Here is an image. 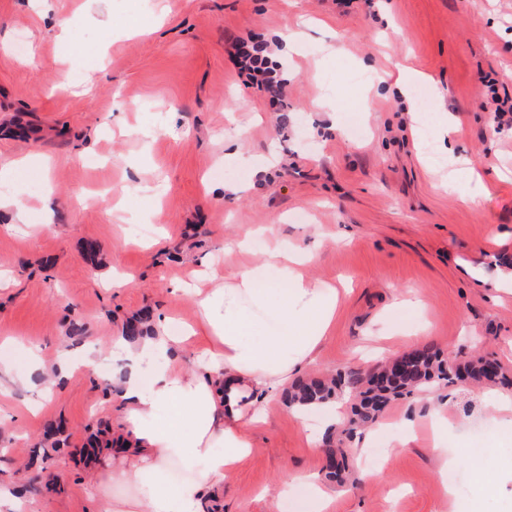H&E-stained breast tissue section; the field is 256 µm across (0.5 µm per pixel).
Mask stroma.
<instances>
[{"label": "stroma", "instance_id": "1", "mask_svg": "<svg viewBox=\"0 0 512 512\" xmlns=\"http://www.w3.org/2000/svg\"><path fill=\"white\" fill-rule=\"evenodd\" d=\"M70 18L66 36L52 23ZM288 125L276 105L243 85L227 49L255 34L282 41ZM26 40L27 51L16 45ZM410 68L431 78L424 122L448 111L461 125L450 143L486 186L474 201L442 185L435 164L414 144L406 103L387 75ZM93 78L92 96L60 82ZM512 96V0H0V360L25 380L0 399V485L20 490L25 512H105L94 472L75 456L96 421H111L112 380L104 371L44 381L33 356L51 362L82 356L86 345L112 346L127 318L196 322L194 302L170 283L215 262L220 274L245 260L224 243L272 227L284 247L316 248L306 272L317 282L346 281L310 377L364 373L369 335L396 354L430 348L461 364L480 353L512 377V292L495 291L500 262L512 258V126H497L491 90ZM327 100L324 110L310 102ZM375 106L365 111L364 98ZM341 114L340 130L331 127ZM249 133L237 139L238 126ZM236 150L268 170L223 174ZM31 157L29 165L13 162ZM153 227L142 246L129 214ZM127 274L124 288L103 281ZM415 289L418 305L395 304ZM81 341L68 338L71 326ZM496 383H439L390 402L374 437L364 428L329 430L328 413L295 419L285 396L266 407L252 453L224 480L220 512H317L305 485L287 497L263 491L296 473L324 478L314 430L344 451L350 479L330 512H512V423L497 417ZM446 401L442 442L456 453L457 484L429 427ZM62 425L68 445L48 468L29 465L46 426ZM382 449L371 468L357 449ZM482 470H474L473 460Z\"/></svg>", "mask_w": 512, "mask_h": 512}]
</instances>
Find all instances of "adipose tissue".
Wrapping results in <instances>:
<instances>
[{"label": "adipose tissue", "mask_w": 512, "mask_h": 512, "mask_svg": "<svg viewBox=\"0 0 512 512\" xmlns=\"http://www.w3.org/2000/svg\"><path fill=\"white\" fill-rule=\"evenodd\" d=\"M314 249L268 246L262 260L209 286H185L202 331L167 323L136 344L116 339L114 413L128 442L95 473L100 491L129 488L109 512H207L218 487L251 453L266 404L314 359L341 303L336 286L308 278ZM197 340L199 371L172 364L176 345Z\"/></svg>", "instance_id": "1"}]
</instances>
